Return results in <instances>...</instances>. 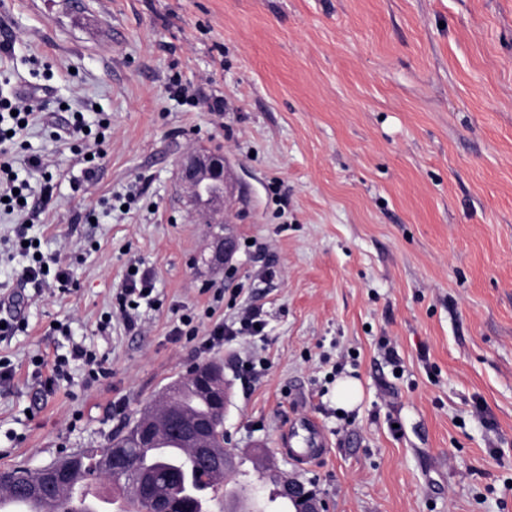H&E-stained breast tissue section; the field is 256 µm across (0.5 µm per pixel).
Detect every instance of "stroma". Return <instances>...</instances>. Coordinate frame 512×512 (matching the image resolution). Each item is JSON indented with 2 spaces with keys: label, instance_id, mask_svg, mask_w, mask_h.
I'll return each mask as SVG.
<instances>
[{
  "label": "stroma",
  "instance_id": "1",
  "mask_svg": "<svg viewBox=\"0 0 512 512\" xmlns=\"http://www.w3.org/2000/svg\"><path fill=\"white\" fill-rule=\"evenodd\" d=\"M2 29L15 54L0 89L111 125L85 192L67 146L37 124L22 135L55 184L30 233L73 282L31 293L27 330L0 341L16 368L0 385V472L106 446L212 360L238 461L225 492L263 502L287 473L326 512H512V0H0ZM181 85L230 108L183 104ZM196 147L228 162L229 280L178 185ZM132 265L154 273L160 305L101 329ZM247 306L260 335L203 352L171 334L179 310L208 329ZM76 342L107 376L86 383L75 365L46 391ZM346 376L362 399L342 413ZM304 416L330 447L300 466L278 448Z\"/></svg>",
  "mask_w": 512,
  "mask_h": 512
}]
</instances>
